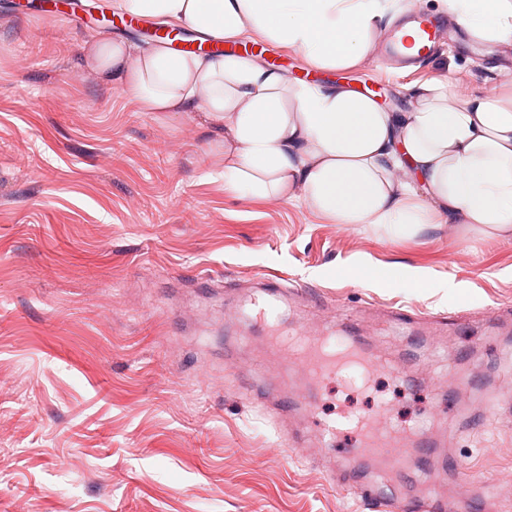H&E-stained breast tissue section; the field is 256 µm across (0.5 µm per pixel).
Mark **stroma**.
Segmentation results:
<instances>
[{
	"instance_id": "1",
	"label": "stroma",
	"mask_w": 512,
	"mask_h": 512,
	"mask_svg": "<svg viewBox=\"0 0 512 512\" xmlns=\"http://www.w3.org/2000/svg\"><path fill=\"white\" fill-rule=\"evenodd\" d=\"M105 0L72 20L23 16L0 0V512H370V462H343L289 404L272 413L268 330L246 299L280 277V329L358 337L391 363L370 390L322 386L319 418L385 406L423 423L466 475L423 476L456 498L494 488L473 512H512V240L464 225L398 242L330 224L297 202L224 190L223 135L201 116L141 112L83 67L82 45L112 30ZM289 80L349 85L389 112L411 89L455 100L512 87V44L453 37L422 66L378 56L312 72L262 42ZM356 265L423 277L410 290L353 283Z\"/></svg>"
}]
</instances>
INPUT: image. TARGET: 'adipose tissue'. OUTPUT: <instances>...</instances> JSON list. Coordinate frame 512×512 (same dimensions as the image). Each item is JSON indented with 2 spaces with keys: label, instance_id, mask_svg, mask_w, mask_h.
<instances>
[{
  "label": "adipose tissue",
  "instance_id": "1",
  "mask_svg": "<svg viewBox=\"0 0 512 512\" xmlns=\"http://www.w3.org/2000/svg\"><path fill=\"white\" fill-rule=\"evenodd\" d=\"M380 0H117L125 12L201 40L250 33L300 52L314 69L354 70L385 27ZM471 37L512 41V0H441ZM84 66L141 112L202 114L224 127V188L304 201L332 224L389 241L442 224L512 238V93L453 101L423 84L407 112L341 85L290 83L255 58L176 54L99 32Z\"/></svg>",
  "mask_w": 512,
  "mask_h": 512
}]
</instances>
